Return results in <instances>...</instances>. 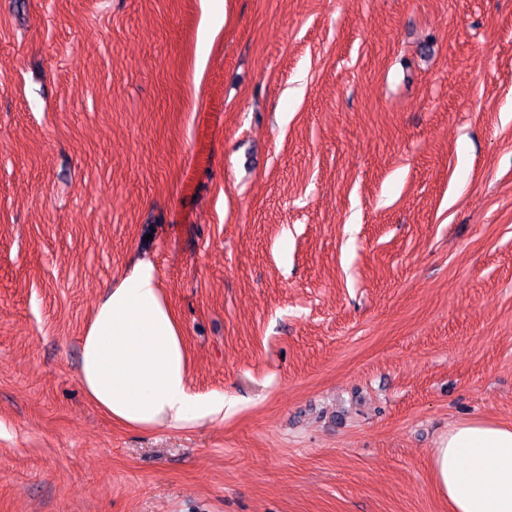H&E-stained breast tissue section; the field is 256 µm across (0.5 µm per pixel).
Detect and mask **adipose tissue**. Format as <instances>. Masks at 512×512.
Listing matches in <instances>:
<instances>
[{
	"instance_id": "obj_1",
	"label": "adipose tissue",
	"mask_w": 512,
	"mask_h": 512,
	"mask_svg": "<svg viewBox=\"0 0 512 512\" xmlns=\"http://www.w3.org/2000/svg\"><path fill=\"white\" fill-rule=\"evenodd\" d=\"M78 381L95 405L132 428L182 427L224 412L223 394L190 385L183 327L146 255L125 268L86 324ZM431 459L449 512H512L511 426L459 422Z\"/></svg>"
}]
</instances>
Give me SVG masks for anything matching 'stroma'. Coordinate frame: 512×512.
<instances>
[{
  "instance_id": "1",
  "label": "stroma",
  "mask_w": 512,
  "mask_h": 512,
  "mask_svg": "<svg viewBox=\"0 0 512 512\" xmlns=\"http://www.w3.org/2000/svg\"><path fill=\"white\" fill-rule=\"evenodd\" d=\"M0 0V512H448L512 426V0ZM153 258L222 415L112 422ZM449 512H512V427L466 420L431 452Z\"/></svg>"
}]
</instances>
